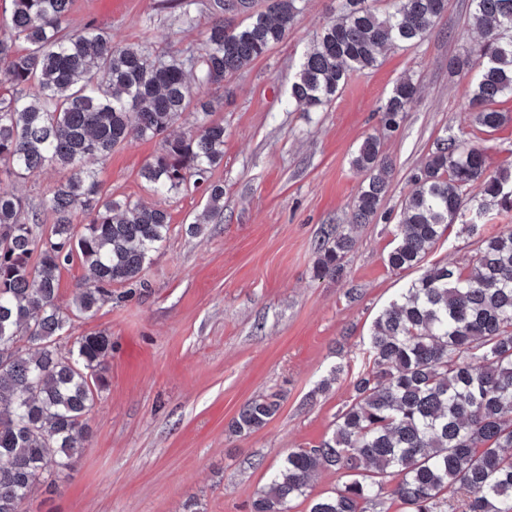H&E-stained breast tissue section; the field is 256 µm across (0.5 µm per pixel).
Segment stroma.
Instances as JSON below:
<instances>
[{"label":"stroma","mask_w":512,"mask_h":512,"mask_svg":"<svg viewBox=\"0 0 512 512\" xmlns=\"http://www.w3.org/2000/svg\"><path fill=\"white\" fill-rule=\"evenodd\" d=\"M469 4L448 0L420 46L383 51L378 67L309 114L295 110L290 86L336 0H306L288 36L224 83H192L193 109L208 106L224 123V161L213 174L224 212L198 235L185 226L203 210L204 190L161 200L140 176L158 141L136 140L94 161L113 199L162 204L171 231L143 285L113 286L111 303L77 323L76 334L112 337L108 387L72 470L55 486L36 482L22 512H250L288 449L331 433L375 318L421 274L387 263L410 176L450 134L483 148L491 169L512 168V123L479 131L467 109L469 77L448 71L450 58L480 40L467 25ZM180 12L177 0H74L71 22L167 57L202 47L220 17L211 0H195L188 30ZM408 77L420 95L398 128L383 129L378 109ZM370 135L392 162L390 188L381 218L358 225L362 177L350 159ZM468 222L451 225L422 267L469 268L480 237L512 229V212L490 211L476 236ZM332 227L352 230L355 244L341 278L318 279L316 244ZM339 364L343 373L320 391ZM271 392L284 397L277 415L251 435H232L242 406Z\"/></svg>","instance_id":"stroma-1"}]
</instances>
